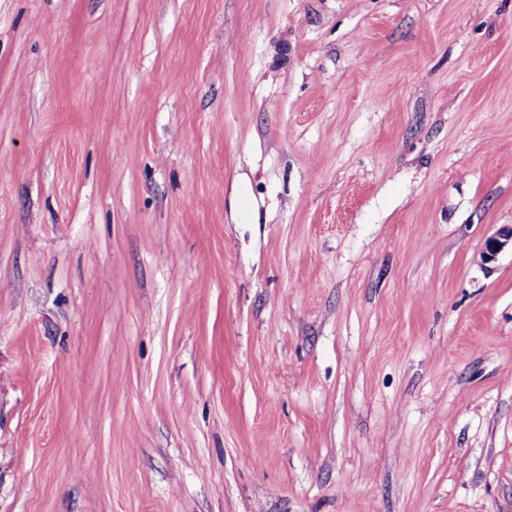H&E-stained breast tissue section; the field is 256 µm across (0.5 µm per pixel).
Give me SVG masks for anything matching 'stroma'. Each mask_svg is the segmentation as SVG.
I'll use <instances>...</instances> for the list:
<instances>
[{
	"label": "stroma",
	"instance_id": "stroma-1",
	"mask_svg": "<svg viewBox=\"0 0 512 512\" xmlns=\"http://www.w3.org/2000/svg\"><path fill=\"white\" fill-rule=\"evenodd\" d=\"M512 0H0V512H512ZM512 252V225L503 226L484 242L481 263L484 267L496 261L498 255L505 250Z\"/></svg>",
	"mask_w": 512,
	"mask_h": 512
}]
</instances>
